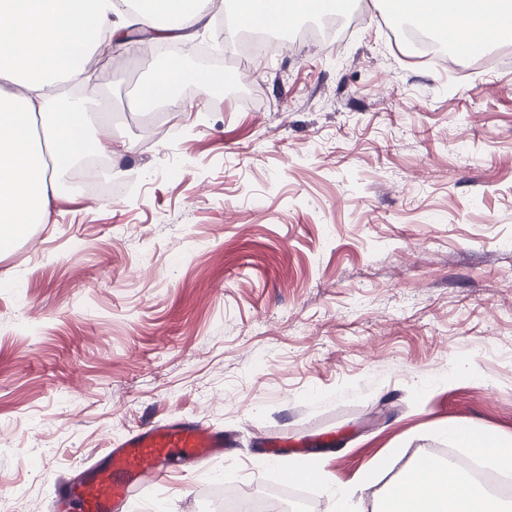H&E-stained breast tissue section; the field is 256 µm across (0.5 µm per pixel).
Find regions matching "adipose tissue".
<instances>
[{"mask_svg":"<svg viewBox=\"0 0 512 512\" xmlns=\"http://www.w3.org/2000/svg\"><path fill=\"white\" fill-rule=\"evenodd\" d=\"M343 0H233L239 27L273 26L339 8ZM209 0H139L137 15L148 28L159 16L175 29L204 19ZM388 11L424 27L439 25L453 47L493 39L512 41V5L507 0H385ZM116 0H0V250L29 225L45 223L51 199L69 173L91 153L113 154L111 141L89 131L79 101L59 100L53 89L80 74L100 37L114 36ZM190 74L172 60L138 93L149 112L169 99ZM449 435L491 469L512 471V446L496 437H475L469 425ZM382 512H506L502 500L455 468L422 460L380 492Z\"/></svg>","mask_w":512,"mask_h":512,"instance_id":"adipose-tissue-1","label":"adipose tissue"}]
</instances>
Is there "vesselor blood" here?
<instances>
[{
	"label": "vessel or blood",
	"mask_w": 512,
	"mask_h": 512,
	"mask_svg": "<svg viewBox=\"0 0 512 512\" xmlns=\"http://www.w3.org/2000/svg\"><path fill=\"white\" fill-rule=\"evenodd\" d=\"M223 454V431L204 420L152 422L120 438L84 479L61 476L55 485L60 501L80 512H123L144 482L166 476L173 457L202 468Z\"/></svg>",
	"instance_id": "obj_1"
}]
</instances>
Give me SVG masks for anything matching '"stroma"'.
Returning <instances> with one entry per match:
<instances>
[{
  "label": "stroma",
  "instance_id": "obj_1",
  "mask_svg": "<svg viewBox=\"0 0 512 512\" xmlns=\"http://www.w3.org/2000/svg\"><path fill=\"white\" fill-rule=\"evenodd\" d=\"M363 2L334 49L223 61L247 101L140 112L153 58L96 51L94 131L132 189L61 188L0 253V512H51L55 475L171 418L223 430L225 456L172 459L127 512H213L218 473L332 512L330 485L469 458L450 426L512 440V42L443 68ZM228 42L213 13L178 39ZM267 436L303 452L263 458Z\"/></svg>",
  "mask_w": 512,
  "mask_h": 512
}]
</instances>
